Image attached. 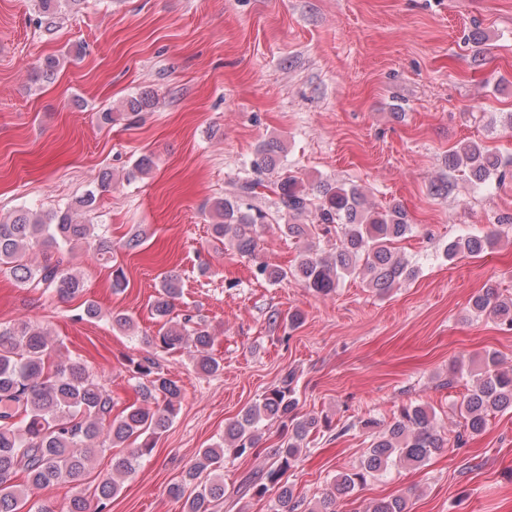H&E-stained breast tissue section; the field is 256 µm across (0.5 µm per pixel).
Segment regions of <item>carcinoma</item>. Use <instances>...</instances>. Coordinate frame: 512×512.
Returning a JSON list of instances; mask_svg holds the SVG:
<instances>
[{
	"label": "carcinoma",
	"instance_id": "cac0c4a2",
	"mask_svg": "<svg viewBox=\"0 0 512 512\" xmlns=\"http://www.w3.org/2000/svg\"><path fill=\"white\" fill-rule=\"evenodd\" d=\"M39 14L54 18L80 6L82 0H35ZM60 60L44 58L34 71V80L53 78ZM502 159L483 145L469 141L448 153V169L460 171L484 184L502 173ZM258 182L241 178L232 199L218 200L215 210L221 221L211 225L212 236L238 254L255 261L256 276L272 283L288 277L315 294H328L347 276L361 278L366 285L385 293L402 279L416 275V268L401 257L395 244L413 233L404 212L394 207L377 210L367 205L354 187L318 186L317 193L298 184L294 176L281 179L275 189L277 213L284 223L279 229L302 242L300 259L286 271L259 256V231L271 215L249 203ZM96 202L88 191L71 203L47 213L20 208L5 220L0 218V271L8 272L21 288L49 297L66 299L83 291L82 276L69 266L68 254L79 245L95 247L100 260L112 259V243L102 225L87 219ZM313 215L310 224L290 220ZM498 233L472 232L448 242L444 254L453 261L476 257L497 242ZM36 248L49 252L34 264L29 254ZM182 294L176 274L162 277L154 302L155 315L164 318ZM472 310L487 315L512 330V299H501L489 288L475 296ZM112 327L137 333L134 319L122 312L110 313ZM213 336L204 320L186 314L166 321L157 334L145 339L152 349H187L196 369L205 374L220 370L210 352ZM53 341L31 323L0 326V512H19L20 505L35 491L66 483L78 488L95 455L104 448L135 446L112 458V476L95 488V508L75 494L67 512H109L112 497L121 482L133 475L154 448L157 435L172 422L181 400V388L167 376L158 360L148 354L129 361L137 401L112 416V396L78 361L64 366L49 364ZM476 381L456 407L464 420L463 432L481 433L494 413L512 410V369L498 366L495 356L485 360ZM297 377L288 371L280 382L248 406L241 417L224 430V441L199 451L195 462L168 493L182 502L183 512H233L240 500L251 495L269 498L270 512H336L337 500L364 485L368 479L386 474L399 465L420 466L447 444L435 425V413L422 404L400 408L393 421L371 440L358 468L336 477L333 487L313 504L295 495L283 476L294 467L306 439L314 431H332L331 421L298 414ZM286 430L287 438L268 451L272 462L244 478L237 490H224V460L259 455L261 430L272 424ZM365 512H406L402 496L371 501Z\"/></svg>",
	"mask_w": 512,
	"mask_h": 512
}]
</instances>
